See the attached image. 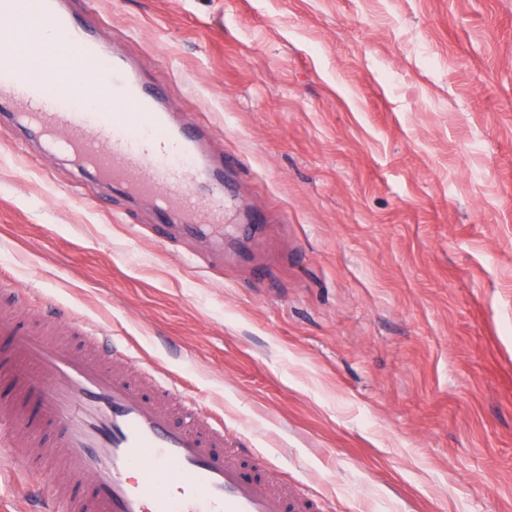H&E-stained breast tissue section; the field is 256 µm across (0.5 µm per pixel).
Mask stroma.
I'll return each mask as SVG.
<instances>
[{
    "mask_svg": "<svg viewBox=\"0 0 512 512\" xmlns=\"http://www.w3.org/2000/svg\"><path fill=\"white\" fill-rule=\"evenodd\" d=\"M239 159L253 239L0 118V281L74 305L333 512H512V0H62Z\"/></svg>",
    "mask_w": 512,
    "mask_h": 512,
    "instance_id": "35a3bbf8",
    "label": "stroma"
}]
</instances>
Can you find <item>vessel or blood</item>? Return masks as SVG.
Instances as JSON below:
<instances>
[{
    "mask_svg": "<svg viewBox=\"0 0 512 512\" xmlns=\"http://www.w3.org/2000/svg\"><path fill=\"white\" fill-rule=\"evenodd\" d=\"M0 16V107L43 154L80 156L100 181L150 200L155 224L222 231L236 207L224 165L207 159L198 113L175 124L163 110L169 83L107 60L91 18L54 0H0ZM25 301L0 283V447L16 481L49 474L31 487L41 512H331L248 430L225 438L223 419L146 371L107 328L43 302L79 349L31 328Z\"/></svg>",
    "mask_w": 512,
    "mask_h": 512,
    "instance_id": "1",
    "label": "vessel or blood"
}]
</instances>
